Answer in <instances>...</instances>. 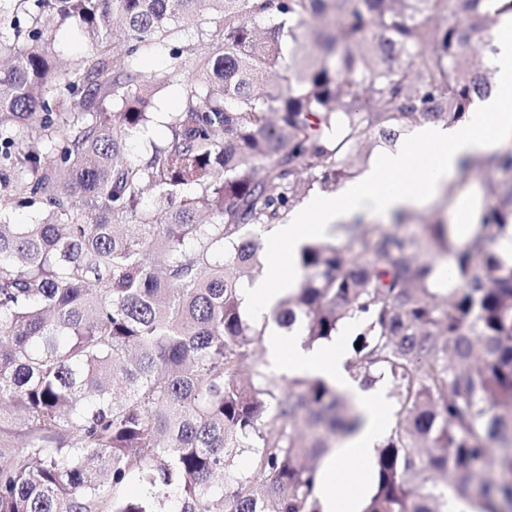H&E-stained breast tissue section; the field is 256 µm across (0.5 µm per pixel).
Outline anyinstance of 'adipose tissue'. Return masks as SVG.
<instances>
[{"mask_svg":"<svg viewBox=\"0 0 512 512\" xmlns=\"http://www.w3.org/2000/svg\"><path fill=\"white\" fill-rule=\"evenodd\" d=\"M493 55L495 87L463 126L446 128L430 122L416 126L392 152L370 163L355 180L334 193L305 201L286 222L267 232L272 255L267 276L244 283L243 305L257 318L277 309L283 296L295 288L301 272L295 260L311 239L330 226L354 219L390 220L404 210L419 208L439 196L459 172L462 160L496 153L512 141V16L503 17L496 31ZM428 163L413 170L411 160L420 150ZM344 334L322 345L305 348L293 338L270 331L269 359L298 375L310 374L336 385L357 405L363 422L329 453L317 474V497L322 512H367L375 493V453L388 429L384 389H363L344 368Z\"/></svg>","mask_w":512,"mask_h":512,"instance_id":"1","label":"adipose tissue"}]
</instances>
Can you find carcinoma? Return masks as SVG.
Wrapping results in <instances>:
<instances>
[{"mask_svg": "<svg viewBox=\"0 0 512 512\" xmlns=\"http://www.w3.org/2000/svg\"><path fill=\"white\" fill-rule=\"evenodd\" d=\"M512 0H0V512H320L325 426L357 406L318 377L241 367L262 331L241 309L262 275L246 230L360 173L423 121L457 126L493 89L492 40ZM451 17L448 22L445 17ZM338 28L328 26L331 18ZM66 24L87 49L53 50ZM288 65L280 68L282 41ZM160 73L144 71L155 55ZM167 136L132 144L158 93ZM512 171V149L460 180ZM477 233L439 296L418 239L343 225L298 257L277 323L307 342L364 316L363 387L393 379L402 424L377 449L369 512H446L438 483L512 512V179L486 180ZM361 347H356V343ZM247 453L264 480L235 468ZM140 494H129L131 486Z\"/></svg>", "mask_w": 512, "mask_h": 512, "instance_id": "obj_1", "label": "carcinoma"}]
</instances>
